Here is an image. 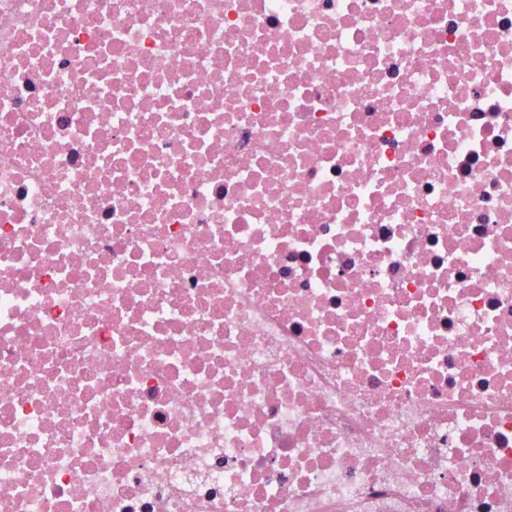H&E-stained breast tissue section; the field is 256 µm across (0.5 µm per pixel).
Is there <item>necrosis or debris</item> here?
Masks as SVG:
<instances>
[{
  "label": "necrosis or debris",
  "mask_w": 512,
  "mask_h": 512,
  "mask_svg": "<svg viewBox=\"0 0 512 512\" xmlns=\"http://www.w3.org/2000/svg\"><path fill=\"white\" fill-rule=\"evenodd\" d=\"M0 512H512V0H0Z\"/></svg>",
  "instance_id": "4bbe7bcc"
}]
</instances>
